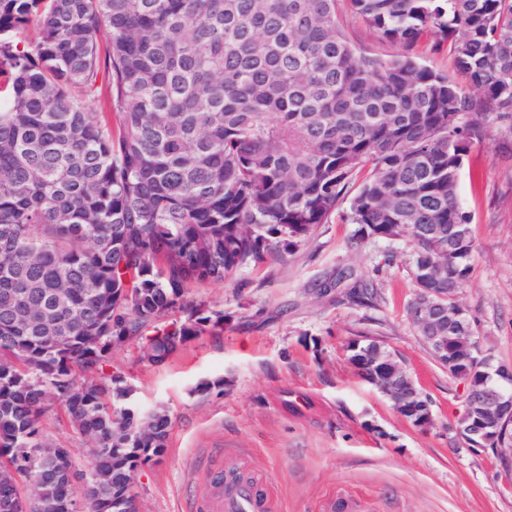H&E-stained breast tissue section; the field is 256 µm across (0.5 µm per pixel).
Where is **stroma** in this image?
Wrapping results in <instances>:
<instances>
[{
	"instance_id": "stroma-1",
	"label": "stroma",
	"mask_w": 512,
	"mask_h": 512,
	"mask_svg": "<svg viewBox=\"0 0 512 512\" xmlns=\"http://www.w3.org/2000/svg\"><path fill=\"white\" fill-rule=\"evenodd\" d=\"M338 15L352 46L387 57L382 40L340 0ZM459 200L477 242L473 271L458 301L484 349L512 367V139L489 125L464 159ZM341 201L328 223L293 252L193 284L188 302L224 314L167 362H148L140 346L112 355L111 368L132 389L141 410L170 418L166 452L138 472L139 512H202L229 469L268 488L274 512H512V450L472 448L452 424L466 386L422 346L406 305L414 286L412 245L350 240L355 225ZM352 277L327 293L315 287ZM379 289L378 305L347 298L353 281ZM381 339L406 361L432 402L434 423L418 428L356 374L346 358L360 335ZM221 381L208 393L199 387ZM47 434L88 472L90 441L58 407L43 418Z\"/></svg>"
}]
</instances>
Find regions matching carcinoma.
I'll list each match as a JSON object with an SVG mask.
<instances>
[{
    "mask_svg": "<svg viewBox=\"0 0 512 512\" xmlns=\"http://www.w3.org/2000/svg\"><path fill=\"white\" fill-rule=\"evenodd\" d=\"M337 2L0 0V469L33 463L0 496L40 475L28 512H62L83 479L92 512H128L170 420L129 401L112 353L162 364L224 327L184 288L293 250L348 195L354 243L409 240L415 289L457 309L475 251L463 158L486 121L512 137V0H350L392 59L354 51ZM423 40L475 92L421 63ZM102 76L115 128L87 109ZM14 288L38 290L42 319L14 312ZM443 335L448 375L484 392L472 326ZM51 401L92 440L89 472L45 434Z\"/></svg>",
    "mask_w": 512,
    "mask_h": 512,
    "instance_id": "obj_1",
    "label": "carcinoma"
}]
</instances>
